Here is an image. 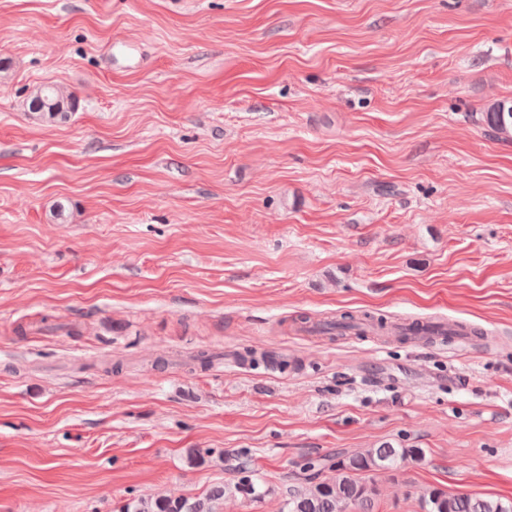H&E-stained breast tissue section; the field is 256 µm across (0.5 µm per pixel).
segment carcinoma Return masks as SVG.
Segmentation results:
<instances>
[{"mask_svg":"<svg viewBox=\"0 0 512 512\" xmlns=\"http://www.w3.org/2000/svg\"><path fill=\"white\" fill-rule=\"evenodd\" d=\"M31 109L49 120L62 119L75 110L76 99L58 85H39L30 96ZM483 122L499 134H512V101L497 100L482 113ZM316 332L325 335L369 330L382 336H403V328L370 314H343L315 324ZM423 455L421 448H395L390 444L362 448L353 453L338 452L328 456L336 477L317 480L312 476L304 486H292L284 506L287 512H377L378 481L398 471L407 460ZM250 464L233 465L234 479L211 489L205 496L189 498H140L128 503L124 512H217L214 502L241 497L259 503L266 490L257 474L249 473ZM423 512H512V501L450 493L429 487L420 494Z\"/></svg>","mask_w":512,"mask_h":512,"instance_id":"cac0c4a2","label":"carcinoma"}]
</instances>
